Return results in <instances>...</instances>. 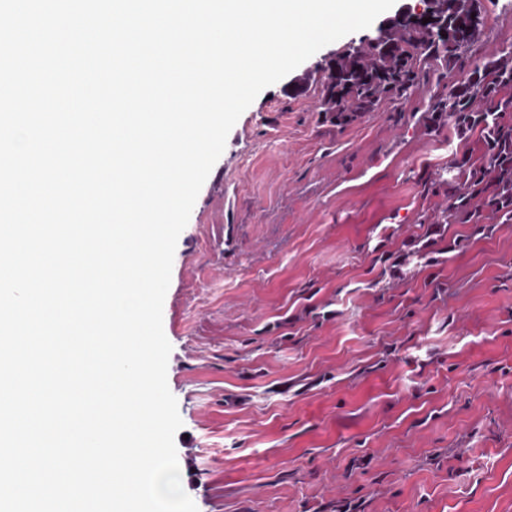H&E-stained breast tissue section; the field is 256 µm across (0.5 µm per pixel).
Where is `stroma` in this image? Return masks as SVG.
<instances>
[{
    "label": "stroma",
    "instance_id": "stroma-1",
    "mask_svg": "<svg viewBox=\"0 0 512 512\" xmlns=\"http://www.w3.org/2000/svg\"><path fill=\"white\" fill-rule=\"evenodd\" d=\"M476 47L512 46V0H480ZM230 131L181 232L163 304L181 484L198 512H512V224L424 218L471 135L435 132V89L353 125L300 78Z\"/></svg>",
    "mask_w": 512,
    "mask_h": 512
}]
</instances>
